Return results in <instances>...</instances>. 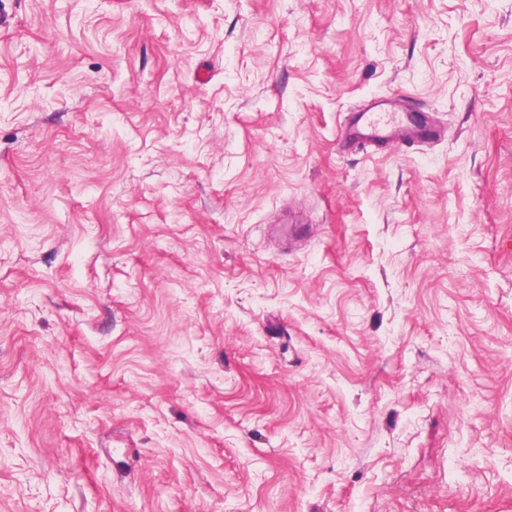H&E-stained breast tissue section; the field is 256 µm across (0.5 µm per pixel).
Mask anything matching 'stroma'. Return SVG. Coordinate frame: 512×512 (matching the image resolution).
<instances>
[{
    "instance_id": "35a3bbf8",
    "label": "stroma",
    "mask_w": 512,
    "mask_h": 512,
    "mask_svg": "<svg viewBox=\"0 0 512 512\" xmlns=\"http://www.w3.org/2000/svg\"><path fill=\"white\" fill-rule=\"evenodd\" d=\"M1 10L0 512H512V0ZM436 129L431 120L412 112H356L339 131L338 141L350 146L356 142L386 140L395 144L431 139Z\"/></svg>"
}]
</instances>
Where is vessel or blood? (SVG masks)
Instances as JSON below:
<instances>
[{
	"mask_svg": "<svg viewBox=\"0 0 512 512\" xmlns=\"http://www.w3.org/2000/svg\"><path fill=\"white\" fill-rule=\"evenodd\" d=\"M431 120L412 112H358L339 131L343 145L386 140L396 144L433 138Z\"/></svg>",
	"mask_w": 512,
	"mask_h": 512,
	"instance_id": "1",
	"label": "vessel or blood"
}]
</instances>
